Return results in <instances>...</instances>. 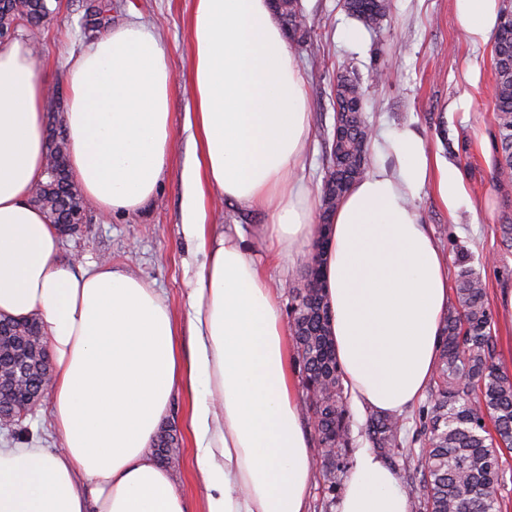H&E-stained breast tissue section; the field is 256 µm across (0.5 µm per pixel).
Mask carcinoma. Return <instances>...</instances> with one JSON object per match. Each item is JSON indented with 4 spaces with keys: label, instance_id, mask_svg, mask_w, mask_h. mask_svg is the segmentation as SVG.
Listing matches in <instances>:
<instances>
[{
    "label": "carcinoma",
    "instance_id": "1",
    "mask_svg": "<svg viewBox=\"0 0 512 512\" xmlns=\"http://www.w3.org/2000/svg\"><path fill=\"white\" fill-rule=\"evenodd\" d=\"M390 0H348L346 11L371 31L387 17ZM503 19L493 46L495 121L498 162L495 177L512 180V22ZM51 14L47 0H7L0 7V28L16 27L20 19L35 28ZM279 17L296 41L306 36L300 0H285ZM366 90L356 76L336 74L333 104L344 132L333 129L327 143V173L333 187L323 190L322 220L329 222L348 188L367 175L368 125L364 116ZM46 177L33 194L34 201L52 219L63 202L81 201L80 189L70 177L67 154L49 146ZM290 314L295 319L292 338L301 371L304 403L322 448L324 461L348 444L349 411L340 370L321 318L325 296L304 276L290 289ZM40 332L36 320H5L0 354L21 368L37 361L28 350ZM497 341L493 316L480 274L459 259L455 301L443 318L440 356L429 386V401L418 411L419 428L410 444L419 445L413 457V478L407 484L414 512H502L500 490L505 453L512 452V375L495 362ZM406 417L370 410L364 429L374 449L388 454L403 447Z\"/></svg>",
    "mask_w": 512,
    "mask_h": 512
}]
</instances>
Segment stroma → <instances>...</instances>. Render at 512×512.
Masks as SVG:
<instances>
[{"mask_svg": "<svg viewBox=\"0 0 512 512\" xmlns=\"http://www.w3.org/2000/svg\"><path fill=\"white\" fill-rule=\"evenodd\" d=\"M304 42L294 45L305 71L311 112L310 147L297 178L320 198L325 177L323 133L332 129L335 110L333 85L342 68L354 70L368 81L365 116L373 134L402 125L417 129L430 152L451 160L460 170L469 205L450 219L433 188H425L416 205L425 223L448 256L449 271L456 260L468 256L487 285L497 339L498 364L512 373V309L502 299L512 291V243L501 227L512 224V181L494 178L495 121L493 47H472L455 16L452 0H391V11L380 31L367 32L364 42L342 37L355 26L342 0H301ZM53 12L39 29H17L19 37L38 49L39 73L50 84L44 110L46 128L63 131V112L69 94L68 60L95 35L83 28L85 0H51ZM195 0H112L105 29L136 21L160 36L168 65L175 77L171 134L174 152L154 199L130 214L102 215L89 207L92 217L74 235L61 239V259L77 264L109 262L127 269L156 288L176 312L181 346L189 344L188 305L192 273L185 262L189 245L181 233L188 196L185 174L194 168L196 150L189 114L194 109L190 86L191 17ZM394 75L392 81L374 83L375 69ZM467 107H458L459 98ZM204 206L211 224H237L244 231L267 223L261 210H247L218 195L206 196ZM50 400L42 398L34 412L17 426L0 428V444L36 445L56 449L60 437L50 421ZM190 404L176 393L161 426L180 443V452L167 468L194 512H200L205 491L193 477L194 442L188 431ZM364 416H351V444L339 451L332 467H325L321 452L313 454V480L308 512H332L343 490L353 448L366 445Z\"/></svg>", "mask_w": 512, "mask_h": 512, "instance_id": "1", "label": "stroma"}]
</instances>
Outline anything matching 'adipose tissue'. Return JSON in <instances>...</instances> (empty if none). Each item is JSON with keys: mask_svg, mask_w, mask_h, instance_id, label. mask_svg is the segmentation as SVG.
Wrapping results in <instances>:
<instances>
[{"mask_svg": "<svg viewBox=\"0 0 512 512\" xmlns=\"http://www.w3.org/2000/svg\"><path fill=\"white\" fill-rule=\"evenodd\" d=\"M467 40L486 44L499 0H453ZM190 84L203 170L182 231L193 274L182 354L167 303L107 264L61 260L60 235L31 202L45 178L48 83L23 38L0 48V315L38 317L54 361L50 409L62 446L0 447V512H190L151 445L176 390L192 401L202 512H307L310 440L272 282L239 225L206 223V189L266 209L257 234L301 264L320 225L293 173L310 142L306 81L268 0H195ZM63 120L70 167L101 213L156 194L169 156L173 84L166 49L129 23L69 63ZM380 159L330 226L323 281L343 384L357 412L410 411L436 369L448 259L413 204L433 187L449 214L465 201L449 160L413 128L383 132ZM335 512H411L395 469L355 448Z\"/></svg>", "mask_w": 512, "mask_h": 512, "instance_id": "adipose-tissue-1", "label": "adipose tissue"}]
</instances>
